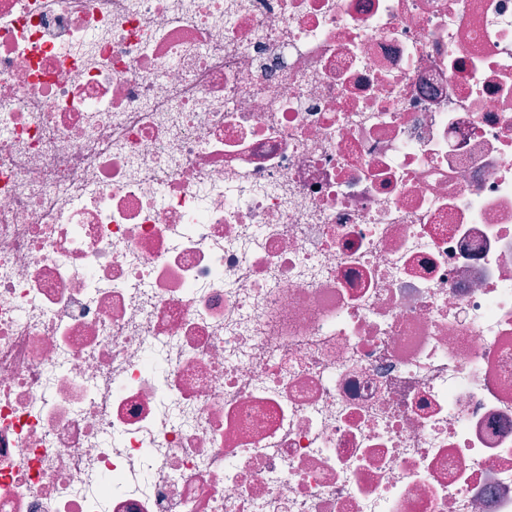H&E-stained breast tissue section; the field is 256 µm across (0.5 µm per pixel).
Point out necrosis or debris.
Masks as SVG:
<instances>
[{
	"label": "necrosis or debris",
	"instance_id": "4bbe7bcc",
	"mask_svg": "<svg viewBox=\"0 0 512 512\" xmlns=\"http://www.w3.org/2000/svg\"><path fill=\"white\" fill-rule=\"evenodd\" d=\"M0 512H512V0H0Z\"/></svg>",
	"mask_w": 512,
	"mask_h": 512
}]
</instances>
